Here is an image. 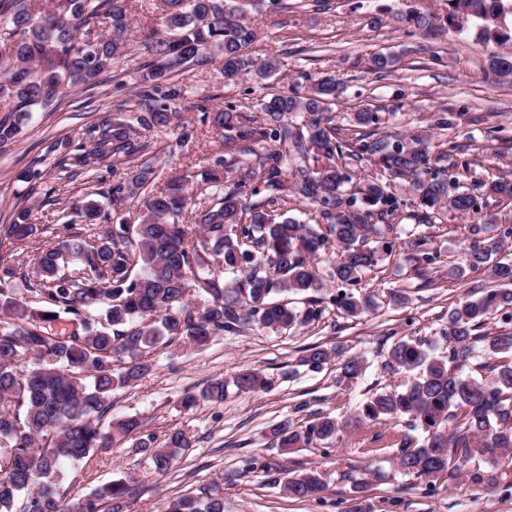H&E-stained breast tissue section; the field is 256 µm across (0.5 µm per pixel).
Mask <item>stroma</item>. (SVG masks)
<instances>
[{
  "instance_id": "stroma-1",
  "label": "stroma",
  "mask_w": 512,
  "mask_h": 512,
  "mask_svg": "<svg viewBox=\"0 0 512 512\" xmlns=\"http://www.w3.org/2000/svg\"><path fill=\"white\" fill-rule=\"evenodd\" d=\"M444 0H283L278 10H260L253 17L258 37L249 49L256 61L277 59L279 68L258 80L225 75L219 59L194 65L175 77L184 90L178 112L162 129L137 130L142 150L134 157H112L109 166L87 167L74 178L61 177L59 159L69 154L85 128L116 108L126 117L137 114L135 88L144 63L141 42L164 33L156 0H134L129 53L94 89L78 87L65 93L53 112H35L8 150L0 153V224L14 210L26 207L35 224L25 241L0 243V261L33 256L47 242L61 240L74 222L75 202L90 198L107 203V191L134 166L151 160L159 182L186 171L199 174L215 157H224L231 181L258 171L268 143L243 154L239 142L226 139L208 115L233 106L242 124L262 125L258 104L272 93H306L324 77L336 81L330 112L342 130L356 131L354 114L368 107L378 124L365 127L371 138L404 141L424 132L430 116L450 114L454 126L435 131L429 140L432 166L444 169L459 185L475 193L481 210L465 217L436 210L432 226L416 219L417 203L405 178L391 177L371 160L347 169L352 180L375 177L389 184L399 207L388 218L396 225L391 255L366 274L361 289L376 307L362 317H345L329 306L321 320L287 333L275 334L250 326L214 338L195 348L171 344L149 355L152 369L132 387L113 392L108 418L135 417L144 432L165 439L183 431L189 440L167 473H156L147 456L135 452L134 437L98 450L77 463L61 467L68 498L90 494L101 484L124 475L136 478V495L124 512H163L169 498L215 482L224 485L225 512H348L359 504L363 512H512V464H476L484 477L475 483L445 473L438 478L412 479L400 473L392 454L369 451L371 428H360L356 411L375 392L406 383L405 373L386 370L390 348L410 336H441L448 313L477 291L493 287L484 270L449 276L461 264V228L493 219L512 227V197L481 193V181L512 182V76L488 70L486 55L475 40L474 26L457 31L421 30L407 23L414 12L437 13ZM380 26H372V17ZM398 57L397 66L379 75L370 68L375 52ZM30 168L43 172L37 183L22 181ZM427 234L436 262L417 275L418 255L410 247L415 235ZM314 343L341 349L344 355L364 354L367 368L348 393L336 391L338 361L321 372L308 371L297 359ZM257 369L271 383L269 390L240 393L229 389L224 402H200L192 410L183 397L198 395L216 378H228L238 367ZM329 412L343 423L328 448H279L272 424L290 418L302 424L310 413ZM314 470L325 489L319 498L288 496V476Z\"/></svg>"
}]
</instances>
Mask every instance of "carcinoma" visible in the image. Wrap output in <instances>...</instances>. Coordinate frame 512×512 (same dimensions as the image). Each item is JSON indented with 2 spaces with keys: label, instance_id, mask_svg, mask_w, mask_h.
I'll return each mask as SVG.
<instances>
[{
  "label": "carcinoma",
  "instance_id": "obj_1",
  "mask_svg": "<svg viewBox=\"0 0 512 512\" xmlns=\"http://www.w3.org/2000/svg\"><path fill=\"white\" fill-rule=\"evenodd\" d=\"M445 6L442 16L416 12L407 21L426 30L456 26L460 13L479 21V39L490 47L488 69L499 77L511 76L512 53L498 47L512 42V0H445ZM161 7L171 36L143 42L150 61L143 65L137 87L136 124L117 112L90 125L76 153L59 161L64 172L119 153L140 152L135 127L151 130L170 123L181 97L172 78L193 63L219 57L224 73L233 76L266 77L278 68L273 59L259 66L248 53L257 29L245 19L239 0H161ZM129 11V0H0V26L9 42L8 52L0 56V112L6 113L0 118V150L16 139L31 113L53 110L68 89L92 85L112 71L127 49ZM370 62L381 74L393 69L397 59L377 52ZM335 93V83L326 78L304 95L273 94L260 103L265 124L258 127L239 125L231 106L214 113L213 124L237 139L274 145L251 190L241 182L226 184L221 158L216 169L204 174L215 192L196 198L184 177L157 186L153 165L144 162L109 190L117 207L128 197L143 195L140 223L114 224L112 211L98 201L77 202L78 215L105 224L101 234L90 242L73 231L36 255L33 274L21 273L45 307L29 310L0 287V315L7 318L0 325V443L6 442V450L0 451V512H17L21 497L22 512H102L109 502L119 509L132 493L126 478L65 504L60 461L80 462L134 432L139 434L134 451L148 455L155 472L170 469L177 450L189 447L182 431L168 434L161 445L153 434L142 433L134 417L114 419L107 428L102 424L112 392L148 375L146 352L156 345L179 341L203 346L246 325L286 333L321 319L327 302L351 319L375 307L371 296L354 289L380 262V251L393 250L388 241L374 246V239L394 231L382 220L398 202L376 178L360 180L356 192L344 196L350 176L340 161L375 156L391 175L410 178L421 224L432 222L437 206L458 214L479 213L475 196L429 167L424 138L391 144L341 135L323 106ZM291 114L303 115V126L288 125ZM263 192L264 201L251 202ZM290 197L316 207L326 229L291 217L279 219L268 210ZM29 216L27 207L15 211L9 223L0 225V237H31L36 227ZM504 235L511 236L512 228L473 241L464 248L465 265L451 271L460 279L467 268H483L497 287L450 312L442 336L448 354L434 355L429 339L397 341L386 367L403 369L412 379L402 389L372 395L358 410L357 421L364 426L405 420V432H374L368 442L392 451L406 476L437 478L483 458L512 460V329L477 333L493 313H502V323L512 324V261L496 260ZM337 247L342 253L330 278L343 295L327 301L313 258ZM211 258L236 275L231 284L211 270ZM195 288L208 295L201 307L189 304ZM283 292L307 295V307L299 310L288 301L271 300ZM57 307L71 315L72 330L65 337L48 329ZM479 352L489 372L481 380L464 373ZM333 355L341 359L336 385L351 386L365 370L361 355L344 358L339 349L315 343L298 362L318 372ZM230 385L248 393L266 390L271 382L253 368H241L230 381L212 380L201 396H186L183 406L191 409L202 400L221 403ZM338 431L335 417L317 411L305 425L279 421L271 436L281 448H315L335 439ZM286 489L291 497L314 498L324 483L310 470L288 478ZM164 512H224V489L213 484L197 494L173 497Z\"/></svg>",
  "mask_w": 512,
  "mask_h": 512
}]
</instances>
